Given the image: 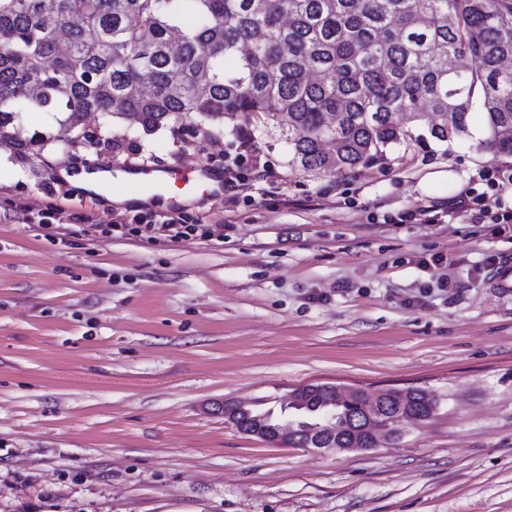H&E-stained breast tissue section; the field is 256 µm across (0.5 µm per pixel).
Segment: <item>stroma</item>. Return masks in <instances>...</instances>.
<instances>
[{
	"mask_svg": "<svg viewBox=\"0 0 512 512\" xmlns=\"http://www.w3.org/2000/svg\"><path fill=\"white\" fill-rule=\"evenodd\" d=\"M268 173L187 209L212 237L105 236L145 212L0 147V512H512V295L488 278L512 223L457 208L512 157L480 127L417 142L344 176L288 164L284 135L247 126ZM238 133L195 147L169 130L110 167L221 169ZM87 213L43 227L24 208ZM436 211L432 224L394 223ZM419 388L438 402L364 452L269 444L225 401L279 408L295 389Z\"/></svg>",
	"mask_w": 512,
	"mask_h": 512,
	"instance_id": "1",
	"label": "stroma"
}]
</instances>
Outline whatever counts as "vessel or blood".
<instances>
[{
    "mask_svg": "<svg viewBox=\"0 0 512 512\" xmlns=\"http://www.w3.org/2000/svg\"><path fill=\"white\" fill-rule=\"evenodd\" d=\"M126 183L142 186L146 205L163 204L169 209H181L189 203L206 197H219L224 193V181L208 166L132 164L123 176L113 177L112 188Z\"/></svg>",
    "mask_w": 512,
    "mask_h": 512,
    "instance_id": "b4317fda",
    "label": "vessel or blood"
}]
</instances>
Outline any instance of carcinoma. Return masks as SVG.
I'll return each mask as SVG.
<instances>
[{"label": "carcinoma", "instance_id": "obj_1", "mask_svg": "<svg viewBox=\"0 0 512 512\" xmlns=\"http://www.w3.org/2000/svg\"><path fill=\"white\" fill-rule=\"evenodd\" d=\"M65 25L66 49L52 31ZM512 0H0V146L69 147L93 117L211 138L224 120L288 136V164L345 175L416 140L512 156ZM49 115L55 138L22 135ZM313 390L307 407L332 403Z\"/></svg>", "mask_w": 512, "mask_h": 512}]
</instances>
